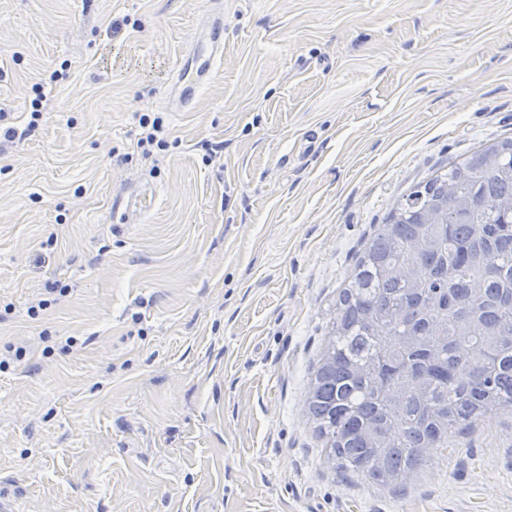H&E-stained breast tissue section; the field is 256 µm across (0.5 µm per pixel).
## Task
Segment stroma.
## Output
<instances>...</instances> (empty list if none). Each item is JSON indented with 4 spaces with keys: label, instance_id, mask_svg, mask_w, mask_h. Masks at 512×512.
<instances>
[{
    "label": "stroma",
    "instance_id": "1",
    "mask_svg": "<svg viewBox=\"0 0 512 512\" xmlns=\"http://www.w3.org/2000/svg\"><path fill=\"white\" fill-rule=\"evenodd\" d=\"M216 8L224 53L175 110ZM38 96L35 131L0 139V354L26 350L0 370V499L512 512V414L398 489L338 471L307 409L336 294L396 200L512 138V0H0L7 125ZM146 112L171 142L147 157ZM147 185L154 208L117 223Z\"/></svg>",
    "mask_w": 512,
    "mask_h": 512
}]
</instances>
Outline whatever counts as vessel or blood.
<instances>
[{
    "instance_id": "b4317fda",
    "label": "vessel or blood",
    "mask_w": 512,
    "mask_h": 512,
    "mask_svg": "<svg viewBox=\"0 0 512 512\" xmlns=\"http://www.w3.org/2000/svg\"><path fill=\"white\" fill-rule=\"evenodd\" d=\"M224 52V17L216 15L204 34L196 36L187 62L181 63L177 76L179 94L178 108L191 105L207 85L216 62ZM156 194L151 190L136 192L128 197L121 212L122 223H129L134 215L149 210Z\"/></svg>"
}]
</instances>
